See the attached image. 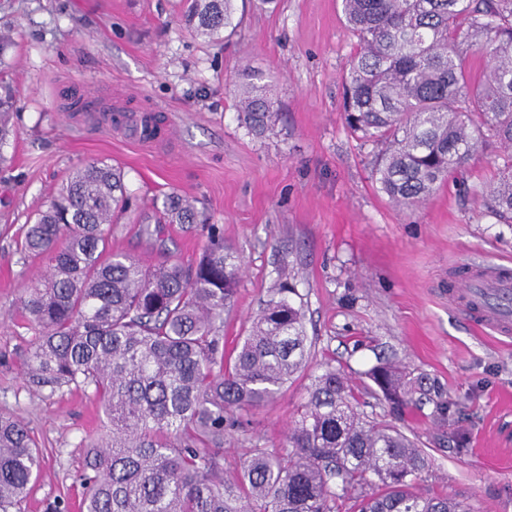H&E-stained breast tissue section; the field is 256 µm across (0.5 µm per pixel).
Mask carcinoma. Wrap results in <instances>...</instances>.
Here are the masks:
<instances>
[{"label":"carcinoma","instance_id":"obj_1","mask_svg":"<svg viewBox=\"0 0 512 512\" xmlns=\"http://www.w3.org/2000/svg\"><path fill=\"white\" fill-rule=\"evenodd\" d=\"M357 50L344 74L349 128L381 146L374 166L399 207L426 201L479 151L505 158L491 212L512 222V0H341ZM234 0H186L185 24L217 38L233 26ZM488 57L482 77L469 53ZM246 127L263 133L276 112L256 75L238 87ZM13 101L0 96V147L13 135ZM121 169L103 161L74 170L26 225L21 250L48 260L20 308L36 338L24 360L29 384L74 386L100 403L107 432L87 444L81 512H473L416 491L428 458L400 428L366 419L349 378L324 363L310 375L280 448L248 449L224 476V438L245 428L307 365L302 295L288 279L268 290L233 352L224 309L243 261L209 216L176 192L163 196L170 224H200L209 242L186 264L146 265L108 249L104 226L131 209ZM364 394L401 415L417 392L441 419L448 394L409 378L390 359L366 372ZM42 452L25 425L0 416V512L36 481Z\"/></svg>","mask_w":512,"mask_h":512}]
</instances>
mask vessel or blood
<instances>
[{"mask_svg":"<svg viewBox=\"0 0 512 512\" xmlns=\"http://www.w3.org/2000/svg\"><path fill=\"white\" fill-rule=\"evenodd\" d=\"M450 304L466 308L478 325L512 334V278L494 267H474L448 294Z\"/></svg>","mask_w":512,"mask_h":512,"instance_id":"1","label":"vessel or blood"}]
</instances>
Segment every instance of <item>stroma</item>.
<instances>
[{"instance_id": "1", "label": "stroma", "mask_w": 512, "mask_h": 512, "mask_svg": "<svg viewBox=\"0 0 512 512\" xmlns=\"http://www.w3.org/2000/svg\"><path fill=\"white\" fill-rule=\"evenodd\" d=\"M185 0H0V94L14 97L16 134L0 148V413L37 440L44 471L22 512H80L85 440L106 420L98 402L69 388L30 386L23 372L33 330L18 309L23 287L47 261L20 249L22 228L68 174L99 159L121 168L133 206L112 227L113 251L156 263L198 258L201 230L166 224L155 202L170 191L195 199L243 260L224 312V340L246 335L281 265L307 302L308 369L252 410L228 436L234 471L251 441L276 448L307 399L308 374L331 362L362 395L378 359L436 378L451 402L397 426L429 466L417 485L474 512H512V338L474 325L448 305L460 267H512V223H499L489 190L497 148L479 152L424 203L406 209L372 175V143L342 112V74L357 40L340 0H236L235 29L194 35ZM277 102L272 132L251 134L238 107L243 70ZM93 92L108 125L85 116ZM150 113L159 139L139 140Z\"/></svg>"}]
</instances>
